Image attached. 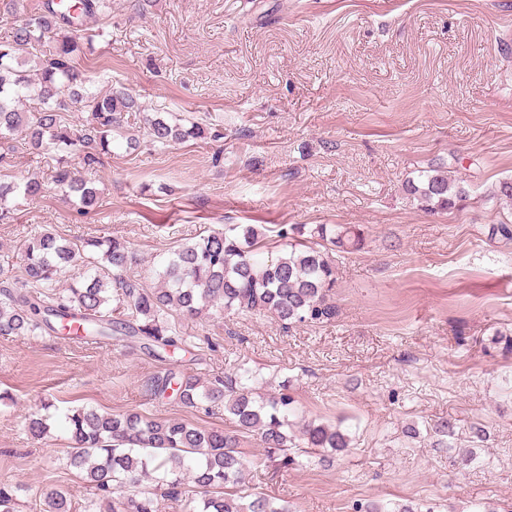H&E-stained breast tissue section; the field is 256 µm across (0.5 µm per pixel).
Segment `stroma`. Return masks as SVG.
<instances>
[{
  "instance_id": "1",
  "label": "stroma",
  "mask_w": 512,
  "mask_h": 512,
  "mask_svg": "<svg viewBox=\"0 0 512 512\" xmlns=\"http://www.w3.org/2000/svg\"><path fill=\"white\" fill-rule=\"evenodd\" d=\"M87 75L125 88L124 115L82 213L52 181L50 156L17 144L6 181L38 178L0 223V272L45 224L67 239L130 243L134 272L174 247L237 224H355L364 249L339 258L330 321L282 328L253 313L172 314L197 353L158 360L138 348L63 336L0 337V482L20 512L65 489L76 512L93 490L67 467L63 415L88 405L136 409L220 427L223 410L190 413L147 390L171 367L212 378L239 362L260 392L286 386L300 416L349 430L348 452L301 466L270 463L245 439L246 478L291 512H351L353 503L512 512V0H112ZM168 112L211 131L152 145L143 115ZM136 138L139 148L127 146ZM438 166L468 196L431 214L407 198L418 170ZM44 413L48 437L24 422ZM450 420L440 444L432 427ZM482 438H474L473 427ZM473 451L471 461L450 452Z\"/></svg>"
}]
</instances>
